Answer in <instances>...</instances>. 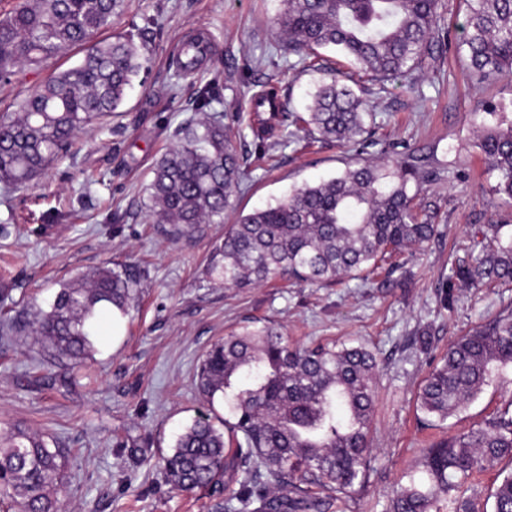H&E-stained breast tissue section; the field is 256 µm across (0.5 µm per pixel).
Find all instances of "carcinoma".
Listing matches in <instances>:
<instances>
[{
  "label": "carcinoma",
  "instance_id": "carcinoma-1",
  "mask_svg": "<svg viewBox=\"0 0 512 512\" xmlns=\"http://www.w3.org/2000/svg\"><path fill=\"white\" fill-rule=\"evenodd\" d=\"M461 44L471 78L479 84L512 77V0H465ZM129 0H21L0 16V81L22 66L80 47L82 59L36 87L14 112L0 114V184L25 186L68 153L78 133L100 123L125 102L144 67L128 36L99 34ZM282 48L316 65L332 49L357 68L329 74L294 116L291 143L374 144L371 116L358 82L382 84L408 77L448 49L439 0H284L274 22ZM215 54L206 32L184 40L180 70H196ZM255 133L278 141L280 101L275 88L254 99ZM268 112L262 117L261 112ZM494 123L477 126L476 147L493 190L512 200V120L492 109ZM242 160L224 123L205 115L182 125L178 142L156 161L147 186L148 217L173 240L203 224L223 222L241 191ZM421 168L415 157L392 150L379 163L355 160L335 176L305 183L242 216L224 230L207 274L228 288H252L286 276L304 285L331 286L346 278L374 280L405 248L431 240L436 213L418 198ZM487 224L473 241L472 262L460 264L439 288L446 303L456 288L512 286V234ZM140 294L129 269L95 268L57 292L50 310L35 309L30 333L51 354L81 360L91 346L90 323L108 306L128 314ZM512 367V310L453 337L441 364L423 379L418 408L445 421L464 410L491 381ZM375 351L335 342L288 344L272 323L247 325L213 344L199 362L195 384L208 403L224 402V430L201 415L177 435L159 464L177 492L239 490L224 500L227 512H323L326 501L367 483ZM512 460V410L423 449L420 476L399 485L389 512H476L457 494L474 474ZM65 456L43 436L19 424L0 427V512H61ZM316 485L325 497L310 494ZM494 512H512V473L494 492Z\"/></svg>",
  "mask_w": 512,
  "mask_h": 512
}]
</instances>
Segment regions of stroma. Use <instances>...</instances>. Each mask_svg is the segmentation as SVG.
Listing matches in <instances>:
<instances>
[{
    "instance_id": "1",
    "label": "stroma",
    "mask_w": 512,
    "mask_h": 512,
    "mask_svg": "<svg viewBox=\"0 0 512 512\" xmlns=\"http://www.w3.org/2000/svg\"><path fill=\"white\" fill-rule=\"evenodd\" d=\"M283 0H130L114 29L147 58L116 117L79 135L67 157L36 183L0 187V424H21L67 452L64 512H218L206 492L171 491L156 465L177 434L202 413L224 423V403L205 402L194 375L205 351L245 319L281 326L290 342L363 343L380 359L372 422L373 453L364 489L334 501L329 512H388L397 484L414 474L421 448L455 435L512 403V385H490L457 416L424 425L416 395L450 337L512 308V288L456 290L445 305L439 282L468 256L475 229L511 224L512 202L495 194L475 145L478 104L512 113V79L480 87L467 80L466 50L426 60L413 81L363 83L376 136L420 158L430 178L424 204L438 233L401 255L411 275L379 288L359 280L332 287L279 281L227 288L206 273L225 225L283 197L295 185L344 169L351 153L334 145L293 147L262 159L251 128L252 102L275 84L287 113L303 111L322 79L283 53L273 24ZM206 31L217 43L196 71L176 63L181 42ZM83 55L73 49L0 83V113L54 72ZM210 89L209 111L236 137L246 164L233 209L220 224L171 243L147 215L151 167L199 115L196 90ZM135 266L143 292L129 315L106 311L92 327L82 366L54 358L14 325L25 310L48 307L62 283L96 267ZM430 334L431 347L414 341Z\"/></svg>"
}]
</instances>
